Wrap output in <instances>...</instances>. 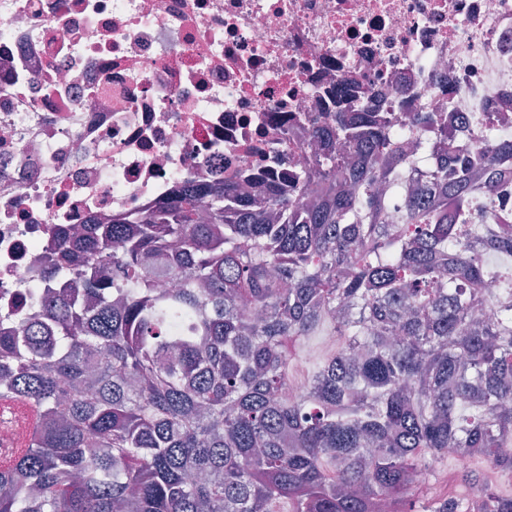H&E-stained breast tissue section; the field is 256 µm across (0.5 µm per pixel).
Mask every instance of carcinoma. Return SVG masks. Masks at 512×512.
I'll use <instances>...</instances> for the list:
<instances>
[{
	"instance_id": "obj_1",
	"label": "carcinoma",
	"mask_w": 512,
	"mask_h": 512,
	"mask_svg": "<svg viewBox=\"0 0 512 512\" xmlns=\"http://www.w3.org/2000/svg\"><path fill=\"white\" fill-rule=\"evenodd\" d=\"M436 123L338 112L262 212L197 188L59 237L71 286L0 334V512H512L410 482L450 448L512 469V271L479 254L512 257V225L475 209L494 183L470 150L423 183L385 160Z\"/></svg>"
}]
</instances>
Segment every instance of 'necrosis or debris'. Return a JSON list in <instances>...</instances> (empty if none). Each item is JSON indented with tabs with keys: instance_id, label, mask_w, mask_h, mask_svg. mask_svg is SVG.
I'll list each match as a JSON object with an SVG mask.
<instances>
[{
	"instance_id": "1",
	"label": "necrosis or debris",
	"mask_w": 512,
	"mask_h": 512,
	"mask_svg": "<svg viewBox=\"0 0 512 512\" xmlns=\"http://www.w3.org/2000/svg\"><path fill=\"white\" fill-rule=\"evenodd\" d=\"M512 135V0H0V310L50 243L236 182L255 210L335 110Z\"/></svg>"
}]
</instances>
